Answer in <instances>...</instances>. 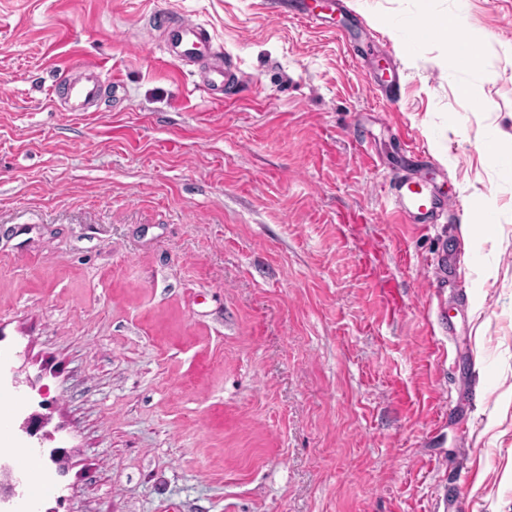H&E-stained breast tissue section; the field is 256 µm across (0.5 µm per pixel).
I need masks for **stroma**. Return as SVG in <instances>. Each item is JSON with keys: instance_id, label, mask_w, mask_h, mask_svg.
<instances>
[{"instance_id": "obj_1", "label": "stroma", "mask_w": 512, "mask_h": 512, "mask_svg": "<svg viewBox=\"0 0 512 512\" xmlns=\"http://www.w3.org/2000/svg\"><path fill=\"white\" fill-rule=\"evenodd\" d=\"M154 3L238 59L236 100L163 58ZM346 4L359 57L263 0H0V352L25 380L0 421L46 420L33 512H433L451 485L512 512V180L487 157L512 138V0ZM429 11L488 45L449 64ZM76 60L121 101L54 111ZM405 142L460 200L440 223L386 221Z\"/></svg>"}]
</instances>
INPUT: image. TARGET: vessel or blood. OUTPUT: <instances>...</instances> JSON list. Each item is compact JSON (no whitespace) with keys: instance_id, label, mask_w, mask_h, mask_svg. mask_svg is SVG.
Listing matches in <instances>:
<instances>
[{"instance_id":"vessel-or-blood-1","label":"vessel or blood","mask_w":512,"mask_h":512,"mask_svg":"<svg viewBox=\"0 0 512 512\" xmlns=\"http://www.w3.org/2000/svg\"><path fill=\"white\" fill-rule=\"evenodd\" d=\"M341 0H301L294 15L314 25L334 22L342 12ZM142 22L158 31L163 56L191 79L194 90L209 100L235 99L249 76L237 61L225 55L206 24L193 14L153 8L143 12ZM56 83L62 92L51 103L58 112H94L108 88L98 65L78 62L59 73ZM396 224H432L440 213L454 206L451 197L439 194L433 185L412 173L402 174L393 184Z\"/></svg>"}]
</instances>
